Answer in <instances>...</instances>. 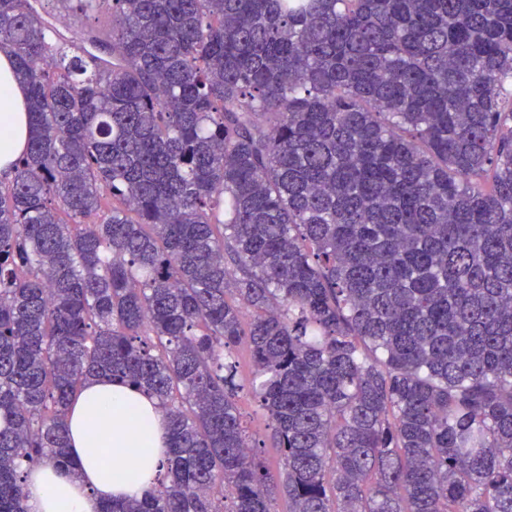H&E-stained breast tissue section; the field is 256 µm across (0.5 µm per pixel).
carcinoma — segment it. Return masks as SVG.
<instances>
[{"label":"carcinoma","mask_w":512,"mask_h":512,"mask_svg":"<svg viewBox=\"0 0 512 512\" xmlns=\"http://www.w3.org/2000/svg\"><path fill=\"white\" fill-rule=\"evenodd\" d=\"M79 2L0 0V512L98 376L169 451L96 512H512V0ZM35 1V0H30ZM38 3H32L41 16L50 24L60 28L63 33L70 37L72 32L83 29L89 24H94L99 19L100 22H106L107 16L98 14L97 11H85L79 2L63 3L59 0H37ZM67 30L69 34L64 31ZM0 172L10 175L17 157L27 146L30 128L26 88L14 73L12 58L0 54ZM241 412L250 430L257 432L259 437L265 441L266 448L264 450L269 463L274 469L278 468V455L276 449L273 448L272 430L269 420L258 405L248 398L242 401Z\"/></svg>","instance_id":"cac0c4a2"}]
</instances>
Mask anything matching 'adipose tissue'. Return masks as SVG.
Here are the masks:
<instances>
[{
  "label": "adipose tissue",
  "instance_id": "ef3b65f1",
  "mask_svg": "<svg viewBox=\"0 0 512 512\" xmlns=\"http://www.w3.org/2000/svg\"><path fill=\"white\" fill-rule=\"evenodd\" d=\"M30 135L26 88L0 54V173L7 175ZM69 473L49 464L29 469L28 512H96L98 503L143 497L163 471L167 425L155 402L108 377L90 380L68 417Z\"/></svg>",
  "mask_w": 512,
  "mask_h": 512
}]
</instances>
